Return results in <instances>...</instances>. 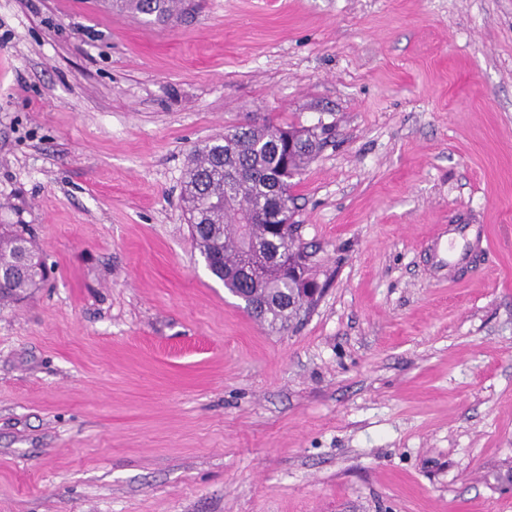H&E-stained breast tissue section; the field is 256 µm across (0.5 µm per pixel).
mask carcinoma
I'll list each match as a JSON object with an SVG mask.
<instances>
[{
	"mask_svg": "<svg viewBox=\"0 0 512 512\" xmlns=\"http://www.w3.org/2000/svg\"><path fill=\"white\" fill-rule=\"evenodd\" d=\"M134 14L168 25L189 10L191 0H127ZM328 129H287L271 121L228 130L190 155L182 201L191 236L207 269L235 291L244 288L252 315L273 329L288 326L315 296H301L285 265L299 257L297 225L279 229L290 208V179L318 154ZM247 222L251 250L244 249L233 225ZM40 256L19 224H0V298L21 300L42 287L46 275L32 273L21 247Z\"/></svg>",
	"mask_w": 512,
	"mask_h": 512,
	"instance_id": "carcinoma-1",
	"label": "carcinoma"
}]
</instances>
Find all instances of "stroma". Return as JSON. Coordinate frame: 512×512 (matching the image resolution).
Masks as SVG:
<instances>
[{"label": "stroma", "mask_w": 512, "mask_h": 512, "mask_svg": "<svg viewBox=\"0 0 512 512\" xmlns=\"http://www.w3.org/2000/svg\"><path fill=\"white\" fill-rule=\"evenodd\" d=\"M266 120L331 130L279 332L180 201ZM0 224L51 268L0 300V512H512V0H0ZM135 15L149 17V21L158 25H168L178 18L180 13L189 10V0H124Z\"/></svg>", "instance_id": "35a3bbf8"}]
</instances>
